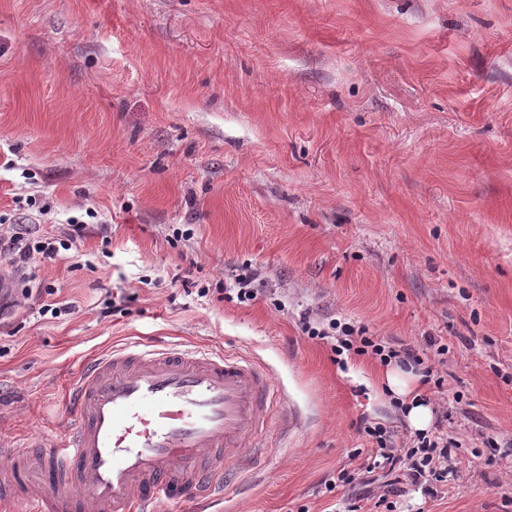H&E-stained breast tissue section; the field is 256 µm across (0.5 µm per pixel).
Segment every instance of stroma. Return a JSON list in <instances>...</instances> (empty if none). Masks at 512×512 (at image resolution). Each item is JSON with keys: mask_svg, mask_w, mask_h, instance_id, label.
Instances as JSON below:
<instances>
[{"mask_svg": "<svg viewBox=\"0 0 512 512\" xmlns=\"http://www.w3.org/2000/svg\"><path fill=\"white\" fill-rule=\"evenodd\" d=\"M0 216L86 226L81 267L32 265L71 313L0 320V439L62 431L97 353L222 349L285 396L222 512H344L360 422L414 430L302 330L335 319L443 379L454 473L394 512H512V0H0Z\"/></svg>", "mask_w": 512, "mask_h": 512, "instance_id": "35a3bbf8", "label": "stroma"}]
</instances>
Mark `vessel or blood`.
<instances>
[{
	"instance_id": "vessel-or-blood-1",
	"label": "vessel or blood",
	"mask_w": 512,
	"mask_h": 512,
	"mask_svg": "<svg viewBox=\"0 0 512 512\" xmlns=\"http://www.w3.org/2000/svg\"><path fill=\"white\" fill-rule=\"evenodd\" d=\"M280 399L268 369L242 356L132 342L83 365L63 403L70 425L34 443L52 493L23 488L26 452L2 442L12 464L0 487L25 512H153L161 500L198 512L243 466L239 450L267 435Z\"/></svg>"
}]
</instances>
